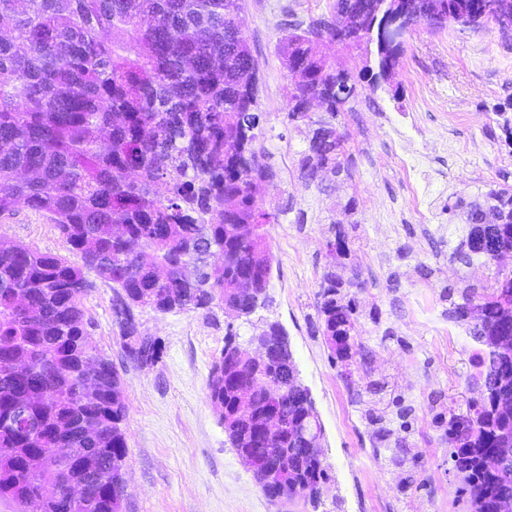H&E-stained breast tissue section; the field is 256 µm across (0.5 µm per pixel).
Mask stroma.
Listing matches in <instances>:
<instances>
[{"instance_id":"1","label":"stroma","mask_w":512,"mask_h":512,"mask_svg":"<svg viewBox=\"0 0 512 512\" xmlns=\"http://www.w3.org/2000/svg\"><path fill=\"white\" fill-rule=\"evenodd\" d=\"M329 0H243L244 31L260 79L266 116L263 163L273 184L260 192L269 225L272 275L259 318L285 331L298 378L323 428L332 479L319 505L269 499L238 459L206 398L211 364L227 330L248 342L252 327L210 314H139L165 345L162 363L140 368L121 350L112 290L101 282L82 298L98 356L118 370L127 406L128 454L122 512H458L459 483L445 441L450 412L478 398L477 358L486 348L451 318L463 289L490 285L503 265L465 264L453 252L466 235L457 199L482 201L489 189L512 186V38L495 21L444 29L418 24L405 37L391 82L363 86L345 105L349 173L323 186L298 175L306 143L286 114L287 71L278 40L294 20L327 13ZM407 133L425 175L428 211L418 221L397 158L386 141ZM355 209H347L348 200ZM345 229L349 252L326 246L332 226ZM0 236L67 255L57 229L23 208L0 220ZM349 280L366 350L364 366L344 376L321 332L319 283L327 272Z\"/></svg>"}]
</instances>
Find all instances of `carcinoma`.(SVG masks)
Returning <instances> with one entry per match:
<instances>
[{"label": "carcinoma", "mask_w": 512, "mask_h": 512, "mask_svg": "<svg viewBox=\"0 0 512 512\" xmlns=\"http://www.w3.org/2000/svg\"><path fill=\"white\" fill-rule=\"evenodd\" d=\"M378 0H333L329 11L290 24L279 39L291 75L286 118L305 135L300 177L322 185L348 174L336 117L358 95L353 73L315 49L336 40L356 50L376 44L371 84L390 80L404 40L379 41ZM485 0H394L436 27L485 20ZM241 0H0V216L26 207L59 231L71 257L0 239V500L20 512H121L127 454V408L121 378L95 354L81 305L89 275L121 304L113 312L125 358L154 367L165 347L141 331L136 311L209 310L237 302L249 318L266 302L272 256L258 191L276 172L258 162L262 123L259 77L241 18ZM319 99L325 114L310 112ZM487 206L466 211L465 239L455 252L468 264L512 249V189H492ZM328 247L349 250L340 228ZM251 283L252 293L236 290ZM335 272L320 283L323 336L336 363L362 356L358 309ZM451 316L472 323L489 349L480 363L479 399L450 413L448 444L466 496L465 512H496L512 494V460L491 473L484 457L512 448V410L495 403L512 386V273L496 272L488 288H467ZM254 340L276 358L252 364L229 330L210 368L207 397L236 454L288 467V501L318 504L330 479L308 436L323 434L313 401L298 378L288 340L274 324L253 326ZM102 366L93 375L87 360ZM16 363L26 370L17 373ZM269 377L284 394L288 420L269 444L243 416L265 410L264 392L238 384ZM79 479L89 494L66 505L43 497L47 485Z\"/></svg>", "instance_id": "cac0c4a2"}]
</instances>
